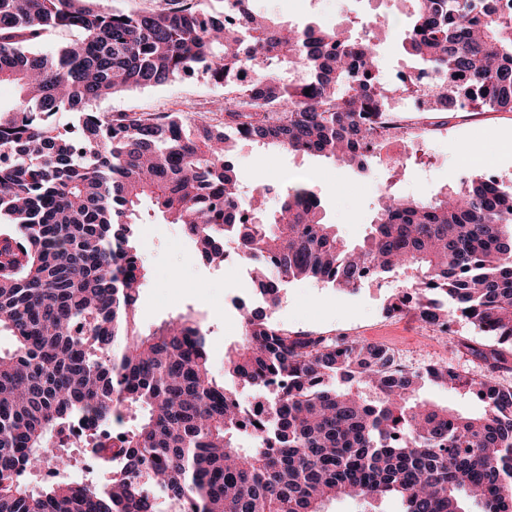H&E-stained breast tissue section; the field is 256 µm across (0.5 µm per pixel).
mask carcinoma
I'll return each mask as SVG.
<instances>
[{"label":"carcinoma","mask_w":512,"mask_h":512,"mask_svg":"<svg viewBox=\"0 0 512 512\" xmlns=\"http://www.w3.org/2000/svg\"><path fill=\"white\" fill-rule=\"evenodd\" d=\"M102 0H0V512H327L357 500L382 512H512V183L479 172L429 199L382 195L356 244L325 220L315 186L288 185L276 206L244 197L231 140L316 155L366 171L392 85L378 34L294 28L224 0H163L155 12ZM402 47L421 63L432 115L512 112V0H408ZM77 38L53 52L45 33ZM251 69V84L238 72ZM203 71L230 87L223 130L188 128L180 112H97L98 100ZM310 93H305V89ZM79 133L60 130L59 112ZM148 200L209 264L224 232L273 305L307 277L354 291L372 272L411 270L421 321L462 319L497 346L469 347L479 379L430 364L397 368L390 351L346 336L290 335L245 302L244 336L225 372L256 391L244 408L211 374L208 329L190 315L142 332L147 268L136 242ZM368 386L374 394L363 395ZM425 386L476 398L463 414L418 397ZM125 467L100 488L27 476L72 459L59 428L110 425ZM145 477L163 500L142 493Z\"/></svg>","instance_id":"1"}]
</instances>
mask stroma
<instances>
[{
	"label": "stroma",
	"mask_w": 512,
	"mask_h": 512,
	"mask_svg": "<svg viewBox=\"0 0 512 512\" xmlns=\"http://www.w3.org/2000/svg\"><path fill=\"white\" fill-rule=\"evenodd\" d=\"M253 5L257 11L298 28L311 22L329 25L337 21L357 33L365 22L357 0H253ZM388 8L392 14L390 38L382 45L379 60L383 74L394 83L416 62L401 46L408 22L406 7L389 0ZM225 94L224 86L198 73L161 86L117 93L97 101L95 107L100 112H180L197 123L210 119L211 106ZM511 133L512 112L454 116L412 145L398 166L374 163L365 172L338 167L323 157L245 142L236 143L233 156L244 190L281 178L289 170H303L318 191L326 221L334 224L346 241L356 243L371 222L378 198L376 184H387L391 192L412 197L435 194L446 185L458 186L467 174L463 159L471 140L487 141L491 150L486 161L492 173L501 180H512V148L502 145ZM137 239L148 270L137 309L139 329H153L179 313L203 317L210 330V365L216 378H223L225 354L242 334L241 317L233 304L237 298L293 333L350 336L394 348L409 369L439 363L475 378L485 373L482 362L469 355L466 347L494 344V337L464 320L452 321L443 334L417 321L412 313H387L391 298L408 292L409 272L401 270L365 281L351 292L329 288L314 279L293 281L281 291L278 305L270 307L255 294L243 265L197 263L178 225L157 216L145 217Z\"/></svg>",
	"instance_id": "obj_1"
}]
</instances>
